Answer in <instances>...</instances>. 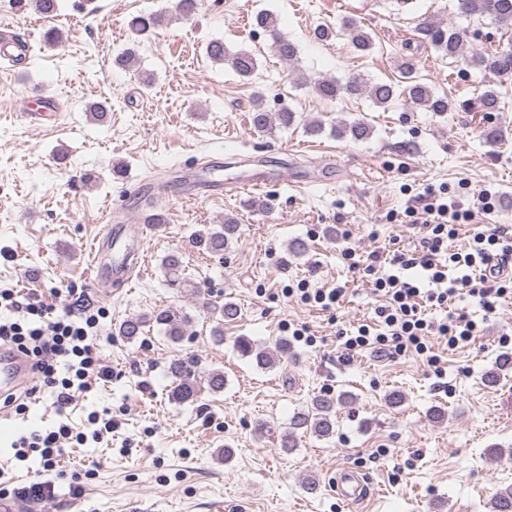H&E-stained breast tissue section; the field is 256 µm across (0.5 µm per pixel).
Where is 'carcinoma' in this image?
Masks as SVG:
<instances>
[{"label":"carcinoma","mask_w":512,"mask_h":512,"mask_svg":"<svg viewBox=\"0 0 512 512\" xmlns=\"http://www.w3.org/2000/svg\"><path fill=\"white\" fill-rule=\"evenodd\" d=\"M14 7L23 11L32 8L39 14L48 16L59 10L58 0H12ZM459 8L468 15H477L491 19L501 28L512 29V0H459ZM165 15L151 13L136 16L130 22V27L137 33H145L162 25ZM256 25L269 33L271 37L270 50L281 61L293 64L298 60L297 45L284 37L277 28V19L270 13L256 17ZM340 32L349 38L352 46L366 53L372 50L373 40L369 33L353 18L342 21ZM420 43L434 48L442 56L461 60L469 66L489 71L498 76H512V46L504 48H486L482 51L474 49L464 33L451 25L442 22L428 23L416 29ZM206 54L215 63L228 62L236 73L243 78H250L258 68V60L254 53L241 50L229 52L221 40H213L206 47ZM417 62L414 56L402 57L398 61V70L402 80L399 84L371 82L363 75H356L346 83L341 84L335 79H319L314 82V90L322 99H336L340 96H368L372 102L384 107L394 100L404 96L415 105L426 108L429 112L442 114L452 110V101L446 96L436 94L429 86L419 82L416 76ZM471 107L476 112H496L499 110V93L488 87L474 99ZM296 120L295 112L282 108L276 112L256 105L250 113L251 129L258 134H265L280 124L288 127ZM339 138H349L353 141L369 139L372 127L362 119L351 122L340 121L334 127ZM239 224L230 217L216 228H210L198 235L197 244L211 256L224 258L231 243L237 238ZM163 274L168 287L179 292L196 291L197 285L185 273L182 254L177 250L168 253L162 260ZM220 318L212 329V336L219 342L224 341L223 321L237 319L240 310L237 304L226 302L218 307ZM155 322L166 326L167 334L174 342L185 335L186 317L179 311L168 308L154 315ZM147 323L145 317H135L123 321L118 327L119 335L128 340L135 339L144 332ZM237 353L252 359L261 369H269L280 361V356L288 349V343L281 340L276 349L259 350L247 336L235 338ZM169 372L174 379L171 397L178 403H192L198 400L203 388L212 393L224 390V372L214 370L203 376L197 369V362L192 359H176L171 362ZM349 395L335 394L329 391L320 392L311 399L308 410L295 415L288 431L280 435L279 447L291 451L297 447V431L311 432L322 439L331 438L336 432V408L346 402ZM491 512H512V486L499 489L490 502Z\"/></svg>","instance_id":"cac0c4a2"}]
</instances>
